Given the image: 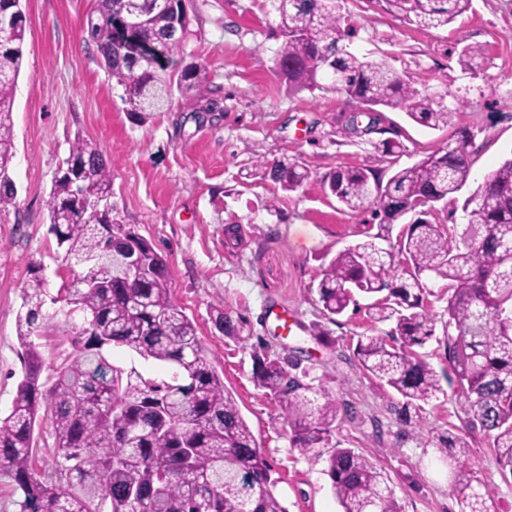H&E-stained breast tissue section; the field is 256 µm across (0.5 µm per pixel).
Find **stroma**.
Returning <instances> with one entry per match:
<instances>
[{"mask_svg": "<svg viewBox=\"0 0 512 512\" xmlns=\"http://www.w3.org/2000/svg\"><path fill=\"white\" fill-rule=\"evenodd\" d=\"M97 0H21L24 58L13 121L10 167L15 208L0 213V413L22 376L17 322L22 287L40 261L59 288L56 239L49 231V193L76 139L95 141L112 168V217L149 240L167 263L171 299L196 324L198 338L272 466L286 512H338L324 458L293 448L281 410L252 380L254 346L300 360L349 413L333 441L372 459L402 512H459L452 479L433 449L452 432L470 445L468 468L485 481L503 512H512V478L503 477L491 439L471 427V413L452 386L423 417L399 421V397L365 376L353 355L369 333L364 313L323 316L315 286L323 263L358 240L362 217L343 212L323 186L329 172L357 167L389 177L445 145L459 130L474 136L462 196L512 156V0H472L454 23L425 29L390 13L385 0H336L355 29L353 50L387 60L415 82L444 95L447 127L432 130L405 113H379L376 131H348L359 103L332 90H297L272 60L275 14L268 0H184L190 34L175 69L204 61L205 78L175 92L169 111L148 119L126 112L103 60L86 34ZM478 43L488 61L461 69L450 50ZM213 111H205V104ZM386 140L403 143L398 160ZM298 162L310 178L282 191L258 160ZM236 234H228V227ZM239 322V340L219 331L213 305ZM275 309L285 319L265 318ZM64 317L46 322L38 340L45 370L76 354Z\"/></svg>", "mask_w": 512, "mask_h": 512, "instance_id": "stroma-1", "label": "stroma"}]
</instances>
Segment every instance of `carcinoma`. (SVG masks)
Instances as JSON below:
<instances>
[{"mask_svg":"<svg viewBox=\"0 0 512 512\" xmlns=\"http://www.w3.org/2000/svg\"><path fill=\"white\" fill-rule=\"evenodd\" d=\"M281 42L273 50L277 72L299 89L331 87L363 106L400 111L416 124L448 125L452 109L444 97L403 78L387 61L369 60L351 48L353 30L336 12V0H269ZM392 12L418 26L445 27L470 10L472 0H387ZM165 0H98L87 18L113 86L125 110L165 112L174 87L191 89L194 63L173 75L171 57L184 49L189 19L179 37L160 41L169 17ZM0 211L15 203L9 175L14 153L12 118L16 82L23 63L26 17L20 0H0ZM458 63L470 73L483 69L486 50L469 43ZM473 134L457 138L388 180L363 168H338L324 187L351 215L371 212L379 232L339 251L318 274V302L331 322L356 296L366 305L371 327L391 330L358 337L354 356L363 372L400 397V420L442 392L440 377L455 384L472 412V423L492 440L502 471L512 475V158L489 174L462 206L457 194L470 175ZM88 165L84 193L112 198V169L104 152L75 141L66 164ZM270 178L294 191L310 173L296 163H276ZM425 200V214L415 204ZM462 224L437 222V204ZM50 232L68 269L51 295L41 263H32L22 289L25 312L18 319L24 349L23 374L11 408L0 416V471L14 482L19 512H284L274 494L271 466L243 419L224 379L204 353L196 324L170 297L165 259L145 239L79 198L72 182L58 176L50 200ZM391 240L385 232L406 216ZM135 240L146 278L129 288L105 254L104 229ZM388 242L382 246L381 242ZM448 288L443 325L448 371L438 374L417 352L435 337L427 309V282ZM56 306L49 312L46 304ZM75 329L79 353L42 377L43 360L34 338L39 322L58 314ZM214 325L240 338L238 324L214 307ZM126 348L166 367L163 377L145 376L112 359ZM253 381L278 402L291 447L321 456L339 420L338 400L309 379L288 357L259 345L252 352ZM48 429L59 477L41 479L33 465L35 433ZM333 445V444H331ZM468 442L441 435L435 453L453 479L460 512H499L495 496L467 470ZM327 475L339 512H400L383 474L367 456L333 445Z\"/></svg>","mask_w":512,"mask_h":512,"instance_id":"obj_1","label":"carcinoma"}]
</instances>
